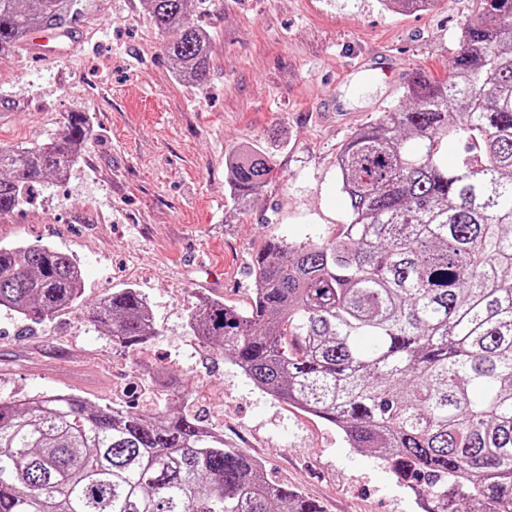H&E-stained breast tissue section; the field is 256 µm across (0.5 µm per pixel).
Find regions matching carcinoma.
Returning a JSON list of instances; mask_svg holds the SVG:
<instances>
[{"mask_svg":"<svg viewBox=\"0 0 512 512\" xmlns=\"http://www.w3.org/2000/svg\"><path fill=\"white\" fill-rule=\"evenodd\" d=\"M190 0H146L175 75L201 85L209 37L184 25ZM448 75L416 74L408 103L341 147L350 221L331 239L267 240L242 310L217 299L189 316L259 389L335 425L423 500L424 512H512V0H480ZM75 0H0V59L35 29H65ZM91 138L68 114L60 136L0 147V214L63 178ZM456 145L453 163L444 146ZM244 206L271 172L262 152L230 161ZM52 245L0 247V307L32 321L72 307L82 276ZM94 321L126 350L156 336L135 288ZM152 415L71 392L0 401V512H322L186 408Z\"/></svg>","mask_w":512,"mask_h":512,"instance_id":"carcinoma-1","label":"carcinoma"}]
</instances>
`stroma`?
I'll return each mask as SVG.
<instances>
[{
    "label": "stroma",
    "mask_w": 512,
    "mask_h": 512,
    "mask_svg": "<svg viewBox=\"0 0 512 512\" xmlns=\"http://www.w3.org/2000/svg\"><path fill=\"white\" fill-rule=\"evenodd\" d=\"M477 0L405 12L380 0H191L188 25L210 37L204 85H184L164 55L169 31L145 0H78L80 39L42 56L19 48L0 62V146L59 136L85 113L92 136L64 180L48 179L0 214V246L50 244L83 270L70 309L34 323L0 309V399L73 392L89 403L146 412L174 394L148 372L175 374L190 407L270 477L322 512H422L415 496L328 422L260 391L188 319L201 299L241 308L250 267L268 239L286 245L338 234L349 207L336 155L364 123L402 105L414 74L441 78ZM393 58L396 78L362 80L367 56ZM264 151L272 172L247 207L230 198L229 161ZM147 299L157 334L113 348L93 319L114 290Z\"/></svg>",
    "instance_id": "obj_1"
}]
</instances>
